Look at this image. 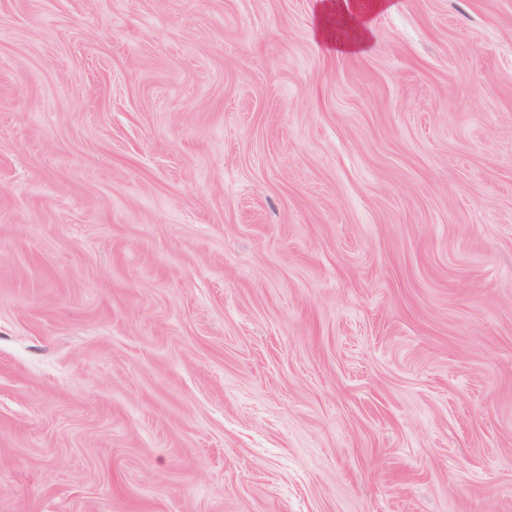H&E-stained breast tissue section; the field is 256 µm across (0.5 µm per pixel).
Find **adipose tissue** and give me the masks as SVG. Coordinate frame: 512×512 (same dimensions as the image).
<instances>
[{"instance_id": "adipose-tissue-1", "label": "adipose tissue", "mask_w": 512, "mask_h": 512, "mask_svg": "<svg viewBox=\"0 0 512 512\" xmlns=\"http://www.w3.org/2000/svg\"><path fill=\"white\" fill-rule=\"evenodd\" d=\"M391 6V0H315V33L328 52L339 56L365 53L375 36L371 16Z\"/></svg>"}]
</instances>
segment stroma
Returning a JSON list of instances; mask_svg holds the SVG:
<instances>
[{"label": "stroma", "instance_id": "stroma-1", "mask_svg": "<svg viewBox=\"0 0 512 512\" xmlns=\"http://www.w3.org/2000/svg\"><path fill=\"white\" fill-rule=\"evenodd\" d=\"M0 0V512H512V0ZM391 1L315 0V33L326 50L336 56L365 53L375 36L370 17L390 9Z\"/></svg>", "mask_w": 512, "mask_h": 512}]
</instances>
